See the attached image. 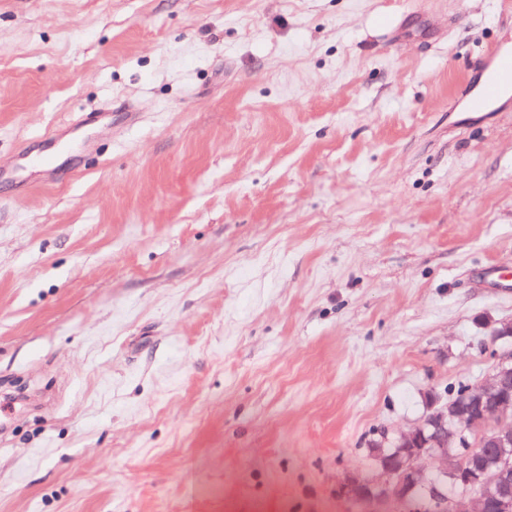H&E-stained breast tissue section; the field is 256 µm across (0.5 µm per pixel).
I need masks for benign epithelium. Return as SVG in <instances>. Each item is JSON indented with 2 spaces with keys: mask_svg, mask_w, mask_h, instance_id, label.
<instances>
[{
  "mask_svg": "<svg viewBox=\"0 0 512 512\" xmlns=\"http://www.w3.org/2000/svg\"><path fill=\"white\" fill-rule=\"evenodd\" d=\"M473 407L448 412L440 397L429 394L430 412L408 432L396 435L398 452L375 466L380 478L352 473L336 482V498L350 507H377L375 512H410L419 499L413 492L438 460L439 479L425 485L431 512H462V500L448 495L460 482L472 496L475 512H512V352L502 356L491 375L475 385ZM470 438L467 465L448 455V430Z\"/></svg>",
  "mask_w": 512,
  "mask_h": 512,
  "instance_id": "1",
  "label": "benign epithelium"
}]
</instances>
